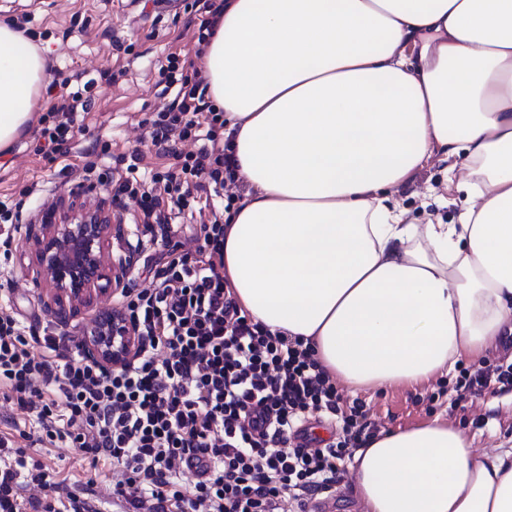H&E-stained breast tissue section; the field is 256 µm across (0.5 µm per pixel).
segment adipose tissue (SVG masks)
Here are the masks:
<instances>
[{
	"instance_id": "ef3b65f1",
	"label": "adipose tissue",
	"mask_w": 512,
	"mask_h": 512,
	"mask_svg": "<svg viewBox=\"0 0 512 512\" xmlns=\"http://www.w3.org/2000/svg\"><path fill=\"white\" fill-rule=\"evenodd\" d=\"M248 187L224 276L254 321L359 390L412 385L512 335V0H224L200 60ZM46 85L0 22V152ZM454 161L457 224H406L395 189ZM364 512H512V448L437 421L354 454Z\"/></svg>"
}]
</instances>
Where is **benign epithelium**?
<instances>
[{"label":"benign epithelium","instance_id":"7a95c632","mask_svg":"<svg viewBox=\"0 0 512 512\" xmlns=\"http://www.w3.org/2000/svg\"><path fill=\"white\" fill-rule=\"evenodd\" d=\"M126 230L112 223V208L101 200L92 213L76 215L73 203L60 197L43 211L38 222L25 225L23 240L33 254L27 277L39 295L55 305L52 313L62 325L71 323L106 287L121 285L134 262L130 247L110 261L112 241L122 242ZM139 339L129 325H112L107 315L86 333L85 357L98 365L118 367L131 358Z\"/></svg>","mask_w":512,"mask_h":512}]
</instances>
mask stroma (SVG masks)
Here are the masks:
<instances>
[{
	"label": "stroma",
	"instance_id": "1",
	"mask_svg": "<svg viewBox=\"0 0 512 512\" xmlns=\"http://www.w3.org/2000/svg\"><path fill=\"white\" fill-rule=\"evenodd\" d=\"M36 32L45 49L48 79L58 73L73 75L72 90L88 89L91 106L78 113L77 132L67 154L48 161L35 150V136L46 115L49 99H40L27 134L0 155V200L18 198L29 190L27 222L41 215L44 198L63 196L76 183L78 165L93 154L99 163L112 165L116 155L140 144L141 118L158 111L174 96L159 74L171 53H187L193 46L194 27L189 14L153 0H0V20ZM465 191L447 185L444 165L429 161L415 178L393 194L394 204L414 224L442 221L455 224L463 210ZM32 254L22 238H15L9 256L0 255V277L11 280L8 308L25 323L47 325L53 317L28 282ZM411 386H384L362 391L355 399L375 420L380 431L407 429L434 419L454 425L473 439L474 454L491 453L512 441V393L486 396L451 407L445 389L451 388L460 369ZM30 461L49 469L57 495L86 490L108 501L121 480L111 460H92L67 443L28 449Z\"/></svg>",
	"mask_w": 512,
	"mask_h": 512
}]
</instances>
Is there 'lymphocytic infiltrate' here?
<instances>
[{
	"mask_svg": "<svg viewBox=\"0 0 512 512\" xmlns=\"http://www.w3.org/2000/svg\"><path fill=\"white\" fill-rule=\"evenodd\" d=\"M179 56L168 73H180ZM181 75L174 101L142 119L144 148L117 156L112 170L83 160L84 182L112 185V202L135 199L147 233H160L168 249L148 288H122L113 315L139 338L120 367L85 361L78 331L25 328L0 312V393L32 419L26 448L69 441L92 458L111 460L124 479L115 493L134 512H307L335 494L354 449L378 428L359 403L344 405L335 382L300 337L274 333L252 321L224 278V212L199 206L198 194L225 192L242 199L224 115L210 109L200 71ZM69 79L47 87L54 127H44L49 160L63 152L69 117L82 101ZM203 134L198 151L181 143ZM161 163L149 183L136 174L145 153ZM198 216L195 250L172 245L177 210ZM453 403L512 392V363L463 369ZM341 425L337 440L313 448L299 439L311 420ZM26 448L0 440V512H94L86 498L67 494L58 507L56 484ZM200 472L193 485L182 474L189 461Z\"/></svg>",
	"mask_w": 512,
	"mask_h": 512,
	"instance_id": "f902f5d3",
	"label": "lymphocytic infiltrate"
}]
</instances>
